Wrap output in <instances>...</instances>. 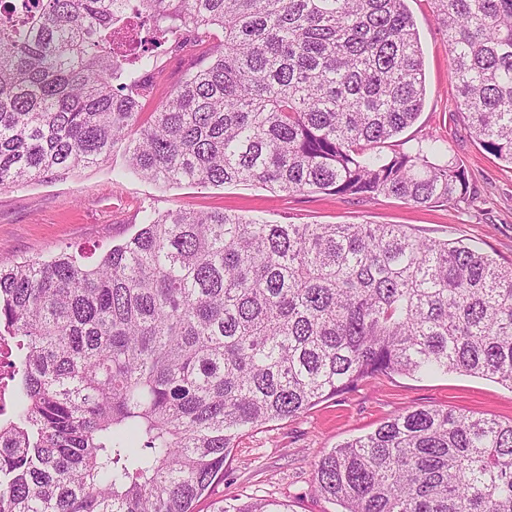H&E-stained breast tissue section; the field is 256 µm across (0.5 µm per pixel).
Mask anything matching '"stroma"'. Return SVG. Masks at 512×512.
<instances>
[{"label":"stroma","mask_w":512,"mask_h":512,"mask_svg":"<svg viewBox=\"0 0 512 512\" xmlns=\"http://www.w3.org/2000/svg\"><path fill=\"white\" fill-rule=\"evenodd\" d=\"M423 52L426 93L418 120L385 147L394 153L423 134L448 143L462 161L474 194L456 206H415L392 197L365 201L319 194H285L252 183L224 187H165L125 172L121 152L90 167L0 189V264L45 259L63 251L123 242L136 232L143 203L157 209H225L280 224H402L415 236L463 241L512 263V166L484 150L457 107L448 74L447 38L432 0H406ZM207 46L172 40L159 50V71H144V112L165 101ZM420 407H443L477 417L512 420V388L459 374L377 376L320 402L300 415L250 430L224 463V477L193 504L213 512L216 501L276 499L293 512H340L316 490L321 452L372 432L388 418Z\"/></svg>","instance_id":"stroma-1"}]
</instances>
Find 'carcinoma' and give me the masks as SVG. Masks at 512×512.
<instances>
[{
    "label": "carcinoma",
    "mask_w": 512,
    "mask_h": 512,
    "mask_svg": "<svg viewBox=\"0 0 512 512\" xmlns=\"http://www.w3.org/2000/svg\"><path fill=\"white\" fill-rule=\"evenodd\" d=\"M457 105L512 164V0H433ZM0 16V187L121 149L162 185L470 199L466 166L419 118L405 0H11ZM149 27L150 45L141 30ZM224 40L142 120L122 57L155 70L185 31ZM0 267L13 351L0 512H193L243 433L378 375L512 387V264L401 224H275L142 206L95 262ZM343 512H512V421L418 408L322 453ZM214 512H291L227 500Z\"/></svg>",
    "instance_id": "1"
}]
</instances>
